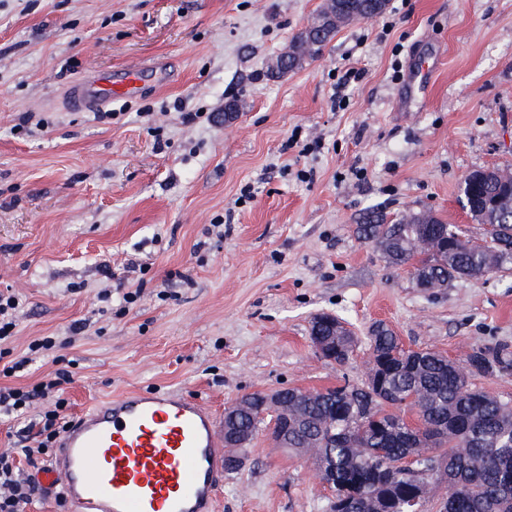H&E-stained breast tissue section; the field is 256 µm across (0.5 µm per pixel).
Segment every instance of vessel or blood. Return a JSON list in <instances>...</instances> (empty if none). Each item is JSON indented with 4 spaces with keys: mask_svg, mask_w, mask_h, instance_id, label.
I'll return each instance as SVG.
<instances>
[{
    "mask_svg": "<svg viewBox=\"0 0 512 512\" xmlns=\"http://www.w3.org/2000/svg\"><path fill=\"white\" fill-rule=\"evenodd\" d=\"M141 88L138 67L92 73L71 86L68 99L96 112ZM223 428L222 416L182 394L111 397L66 427L37 482L74 512H214Z\"/></svg>",
    "mask_w": 512,
    "mask_h": 512,
    "instance_id": "b4317fda",
    "label": "vessel or blood"
}]
</instances>
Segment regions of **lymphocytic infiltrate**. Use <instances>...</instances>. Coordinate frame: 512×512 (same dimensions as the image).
I'll return each mask as SVG.
<instances>
[{
	"label": "lymphocytic infiltrate",
	"mask_w": 512,
	"mask_h": 512,
	"mask_svg": "<svg viewBox=\"0 0 512 512\" xmlns=\"http://www.w3.org/2000/svg\"><path fill=\"white\" fill-rule=\"evenodd\" d=\"M19 308L14 293L0 290V414L30 417L11 444L0 448V512H22L30 503L37 488L25 469L45 464L49 449L70 422L63 386L70 382L72 374L66 368L48 372L31 385L8 383L9 378L59 345L56 337L41 336L29 343L25 357L9 358L4 345L15 335Z\"/></svg>",
	"instance_id": "1"
}]
</instances>
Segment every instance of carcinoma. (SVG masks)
Here are the masks:
<instances>
[{
  "label": "carcinoma",
  "mask_w": 512,
  "mask_h": 512,
  "mask_svg": "<svg viewBox=\"0 0 512 512\" xmlns=\"http://www.w3.org/2000/svg\"><path fill=\"white\" fill-rule=\"evenodd\" d=\"M387 0H328L318 18L294 37L287 59L268 68L279 78L318 57L336 31L383 13ZM500 170L475 171L463 189L465 207L474 220L488 225L496 244L488 252L432 211L399 216L388 222L372 213L357 233L381 248L386 261L403 266L423 255L422 276L442 285L457 274L475 281L512 263V196L504 192ZM427 242L431 248L418 252ZM368 351L405 367L392 373V399L356 385L329 388L300 397L288 406L295 424L288 451L309 456L328 472L333 492L330 512H402L425 483L422 473L434 465L437 477L454 487L438 512H512V401L472 387L476 374L467 367L508 363L505 347L480 348L464 363L432 349L404 351L400 338L385 327L366 338ZM262 394H251V410L239 425L255 431L264 422Z\"/></svg>",
  "instance_id": "obj_1"
}]
</instances>
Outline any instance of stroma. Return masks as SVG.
Segmentation results:
<instances>
[{
    "instance_id": "stroma-1",
    "label": "stroma",
    "mask_w": 512,
    "mask_h": 512,
    "mask_svg": "<svg viewBox=\"0 0 512 512\" xmlns=\"http://www.w3.org/2000/svg\"><path fill=\"white\" fill-rule=\"evenodd\" d=\"M325 3L0 0V289L22 301L14 355L86 322L63 350L69 415L131 391L221 411L362 383L365 348L341 366L315 353L324 313L456 361L512 350V269L426 294L356 232L369 212L430 210L483 237L460 185L512 168V0H388L320 57L258 79ZM132 65L143 89L110 104L116 119L67 106L85 74ZM351 68L362 80L340 86ZM28 112L47 121L38 135L16 129ZM116 288L137 300L100 312ZM329 498L311 461L261 431L217 512H329Z\"/></svg>"
}]
</instances>
